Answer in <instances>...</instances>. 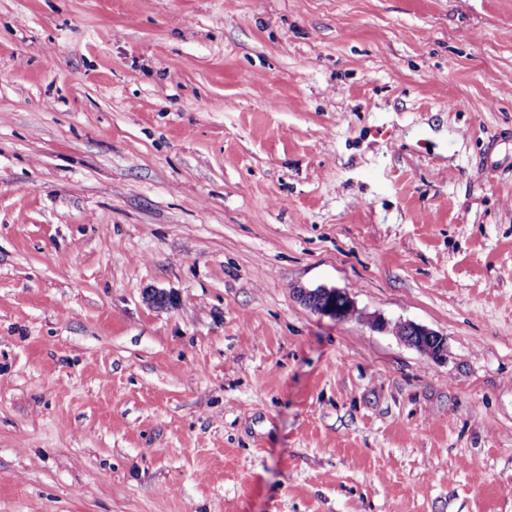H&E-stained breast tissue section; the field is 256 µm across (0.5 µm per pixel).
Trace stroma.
Segmentation results:
<instances>
[{
  "instance_id": "stroma-1",
  "label": "stroma",
  "mask_w": 512,
  "mask_h": 512,
  "mask_svg": "<svg viewBox=\"0 0 512 512\" xmlns=\"http://www.w3.org/2000/svg\"><path fill=\"white\" fill-rule=\"evenodd\" d=\"M0 512H512V0H0ZM302 301L317 314L342 320L355 314V306L348 293L339 288H315L304 291ZM391 331L408 345L434 358L441 359L446 352L445 338L439 333L411 322L395 324Z\"/></svg>"
}]
</instances>
